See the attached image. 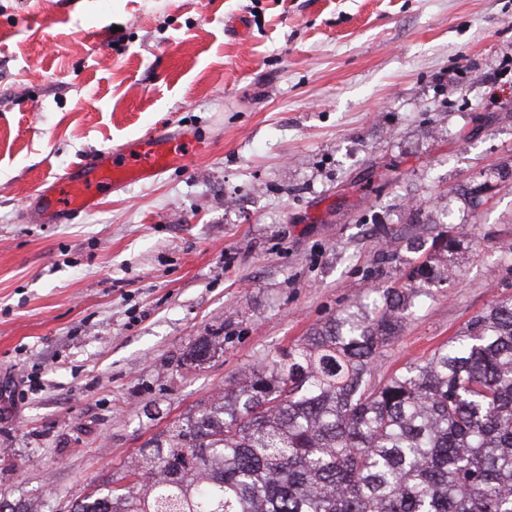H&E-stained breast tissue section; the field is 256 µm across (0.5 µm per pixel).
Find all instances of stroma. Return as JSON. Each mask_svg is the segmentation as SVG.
<instances>
[{
  "instance_id": "35a3bbf8",
  "label": "stroma",
  "mask_w": 512,
  "mask_h": 512,
  "mask_svg": "<svg viewBox=\"0 0 512 512\" xmlns=\"http://www.w3.org/2000/svg\"><path fill=\"white\" fill-rule=\"evenodd\" d=\"M169 132L205 146L31 218L40 182ZM441 235L458 264L378 376L512 299V0H0V497L69 512L122 484ZM222 342L218 336L204 338L197 342L187 353L184 354V360L190 364L205 362L210 359L221 348Z\"/></svg>"
}]
</instances>
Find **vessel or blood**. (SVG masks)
<instances>
[{"mask_svg":"<svg viewBox=\"0 0 512 512\" xmlns=\"http://www.w3.org/2000/svg\"><path fill=\"white\" fill-rule=\"evenodd\" d=\"M182 140L159 135L123 152L106 156L95 167L81 173H67L55 178L36 194L44 210L89 212L99 204V189L128 182L154 181L169 167L184 158Z\"/></svg>","mask_w":512,"mask_h":512,"instance_id":"b4317fda","label":"vessel or blood"}]
</instances>
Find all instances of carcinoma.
Returning a JSON list of instances; mask_svg holds the SVG:
<instances>
[{
	"label": "carcinoma",
	"instance_id": "carcinoma-1",
	"mask_svg": "<svg viewBox=\"0 0 512 512\" xmlns=\"http://www.w3.org/2000/svg\"><path fill=\"white\" fill-rule=\"evenodd\" d=\"M425 259L371 311H344L245 371L143 446L130 486L69 512H512V299L427 359L375 376L409 294L448 278ZM221 348L197 342L184 360Z\"/></svg>",
	"mask_w": 512,
	"mask_h": 512
}]
</instances>
